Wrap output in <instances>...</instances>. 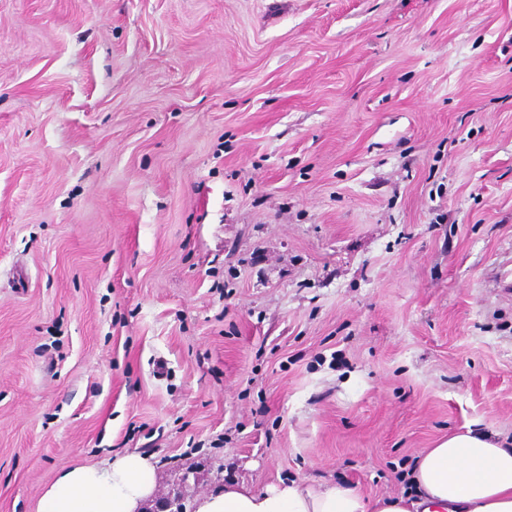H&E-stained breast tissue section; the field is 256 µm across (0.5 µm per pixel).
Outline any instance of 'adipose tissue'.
I'll return each mask as SVG.
<instances>
[{
  "label": "adipose tissue",
  "mask_w": 512,
  "mask_h": 512,
  "mask_svg": "<svg viewBox=\"0 0 512 512\" xmlns=\"http://www.w3.org/2000/svg\"><path fill=\"white\" fill-rule=\"evenodd\" d=\"M416 497L366 500L354 489L279 481L264 490L228 486L196 512H512V448L469 430L427 449L411 474ZM156 470L136 453L104 465L66 469L44 492L39 512H138Z\"/></svg>",
  "instance_id": "1"
}]
</instances>
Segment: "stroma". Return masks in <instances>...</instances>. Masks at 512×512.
Wrapping results in <instances>:
<instances>
[{
	"label": "stroma",
	"mask_w": 512,
	"mask_h": 512,
	"mask_svg": "<svg viewBox=\"0 0 512 512\" xmlns=\"http://www.w3.org/2000/svg\"><path fill=\"white\" fill-rule=\"evenodd\" d=\"M512 441V0H0V512L136 452L410 495Z\"/></svg>",
	"instance_id": "35a3bbf8"
}]
</instances>
